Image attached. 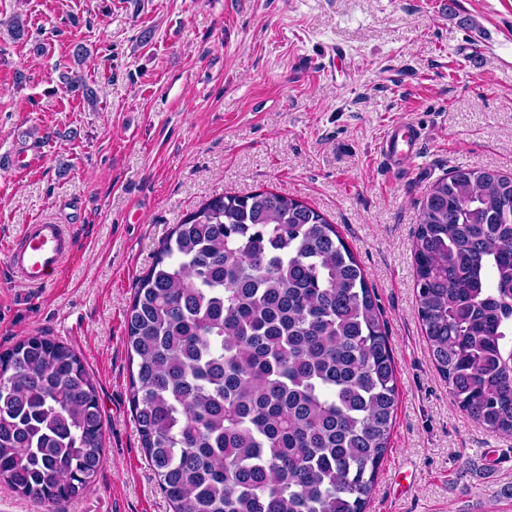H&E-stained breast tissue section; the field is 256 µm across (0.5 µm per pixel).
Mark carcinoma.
Masks as SVG:
<instances>
[{
  "mask_svg": "<svg viewBox=\"0 0 512 512\" xmlns=\"http://www.w3.org/2000/svg\"><path fill=\"white\" fill-rule=\"evenodd\" d=\"M413 251L435 370L471 421L512 437V175L437 180ZM126 318L141 448L173 512H366L396 371L366 274L321 212L273 191L207 200L162 242ZM102 458L75 351L34 335L0 352V481L62 512Z\"/></svg>",
  "mask_w": 512,
  "mask_h": 512,
  "instance_id": "1",
  "label": "carcinoma"
}]
</instances>
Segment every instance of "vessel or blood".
Listing matches in <instances>:
<instances>
[{"instance_id": "obj_1", "label": "vessel or blood", "mask_w": 512, "mask_h": 512, "mask_svg": "<svg viewBox=\"0 0 512 512\" xmlns=\"http://www.w3.org/2000/svg\"><path fill=\"white\" fill-rule=\"evenodd\" d=\"M421 134L415 125L401 122L390 127L383 137L380 155L391 167L414 160L419 151ZM75 240L62 224H27L20 231L6 261L30 288L45 287L50 275L61 270L66 258L73 255Z\"/></svg>"}]
</instances>
